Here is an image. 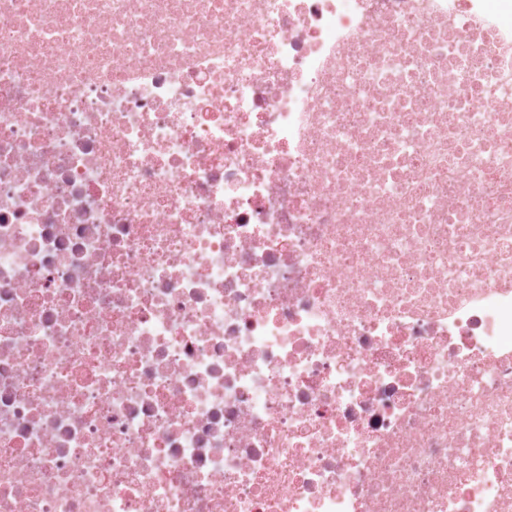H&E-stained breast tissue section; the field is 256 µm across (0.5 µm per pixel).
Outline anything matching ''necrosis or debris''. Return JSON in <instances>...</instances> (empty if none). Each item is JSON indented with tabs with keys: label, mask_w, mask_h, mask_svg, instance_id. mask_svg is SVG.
<instances>
[{
	"label": "necrosis or debris",
	"mask_w": 512,
	"mask_h": 512,
	"mask_svg": "<svg viewBox=\"0 0 512 512\" xmlns=\"http://www.w3.org/2000/svg\"><path fill=\"white\" fill-rule=\"evenodd\" d=\"M0 512H512V0H0Z\"/></svg>",
	"instance_id": "obj_1"
}]
</instances>
